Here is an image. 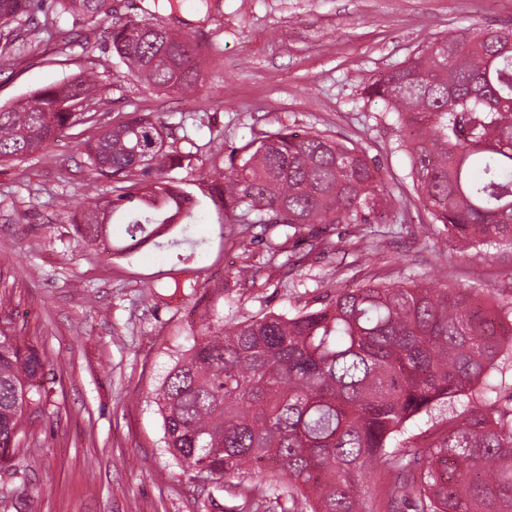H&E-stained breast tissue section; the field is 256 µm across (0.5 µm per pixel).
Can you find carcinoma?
<instances>
[{
  "instance_id": "cac0c4a2",
  "label": "carcinoma",
  "mask_w": 512,
  "mask_h": 512,
  "mask_svg": "<svg viewBox=\"0 0 512 512\" xmlns=\"http://www.w3.org/2000/svg\"><path fill=\"white\" fill-rule=\"evenodd\" d=\"M22 0H0L1 51L27 46ZM56 27L65 53L71 30L108 22L111 55L160 91L197 86L206 46L163 24L182 0H152L148 17L112 21L108 0H30ZM103 88L93 71L39 88L28 103L0 105V161L32 154L63 130L89 122ZM406 129L418 201L433 224L470 249L512 246V30L448 33L366 88ZM168 126L135 115L84 142L94 175L113 179L106 204H64L82 244L100 247L127 225L131 252L172 231L167 247L205 245L195 236L199 199L167 177L195 168L201 147L166 150ZM202 193L241 233L392 220L393 196L366 152L316 131L286 127L230 149L210 164ZM512 356V292L473 284L368 283L291 316L273 311L202 324L155 389L166 451L187 471L239 479L241 512L285 497L289 512H369L374 469L385 475L388 512H512V392L491 380ZM44 363L0 331V460L19 445L25 417L43 402ZM467 396L458 412L454 398ZM448 406L424 447L393 448L416 416Z\"/></svg>"
}]
</instances>
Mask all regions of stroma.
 Listing matches in <instances>:
<instances>
[{
    "mask_svg": "<svg viewBox=\"0 0 512 512\" xmlns=\"http://www.w3.org/2000/svg\"><path fill=\"white\" fill-rule=\"evenodd\" d=\"M183 20L207 45L195 93L155 90L116 65L103 76L99 125L151 112L173 129L169 151L193 141L205 157L283 126L317 131L375 160L399 222L372 244L353 226L337 225L334 244L294 270L270 258L266 245L302 250L307 229L258 224L250 230L256 243L245 248L208 204L196 228L207 241L202 255L185 260L150 244L127 258L92 253L59 206L64 198L112 195L111 180L87 169L79 129L0 162V330L38 352L49 391L0 464V512H232L235 479L204 482L187 473L163 447L151 400L198 337L207 308L228 322L262 311L293 314L340 288L426 282L440 270L452 285L512 290L511 247H491L476 267L442 225L430 224L392 114L364 93L432 37L474 24L512 27V0H211L205 17L185 0L168 23ZM23 32L39 52L0 55L2 105L78 74L111 48L101 28L75 30L62 56L48 26ZM243 263L253 283H227L228 270Z\"/></svg>",
    "mask_w": 512,
    "mask_h": 512,
    "instance_id": "obj_1",
    "label": "stroma"
}]
</instances>
